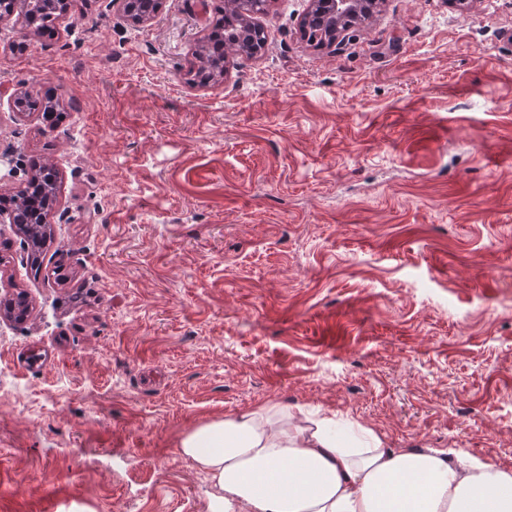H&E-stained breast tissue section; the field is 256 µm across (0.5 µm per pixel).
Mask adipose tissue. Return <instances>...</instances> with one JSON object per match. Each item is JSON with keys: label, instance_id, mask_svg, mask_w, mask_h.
I'll list each match as a JSON object with an SVG mask.
<instances>
[{"label": "adipose tissue", "instance_id": "ef3b65f1", "mask_svg": "<svg viewBox=\"0 0 512 512\" xmlns=\"http://www.w3.org/2000/svg\"><path fill=\"white\" fill-rule=\"evenodd\" d=\"M335 417L271 404L185 435L181 456L216 492L212 512H512V470L459 448L354 445Z\"/></svg>", "mask_w": 512, "mask_h": 512}]
</instances>
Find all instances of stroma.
<instances>
[{
    "instance_id": "35a3bbf8",
    "label": "stroma",
    "mask_w": 512,
    "mask_h": 512,
    "mask_svg": "<svg viewBox=\"0 0 512 512\" xmlns=\"http://www.w3.org/2000/svg\"><path fill=\"white\" fill-rule=\"evenodd\" d=\"M213 0L0 23V195L61 188L39 274L0 220V512H210L179 453L264 405L512 469V0H382L337 50L186 80ZM60 116L18 113L20 92Z\"/></svg>"
}]
</instances>
